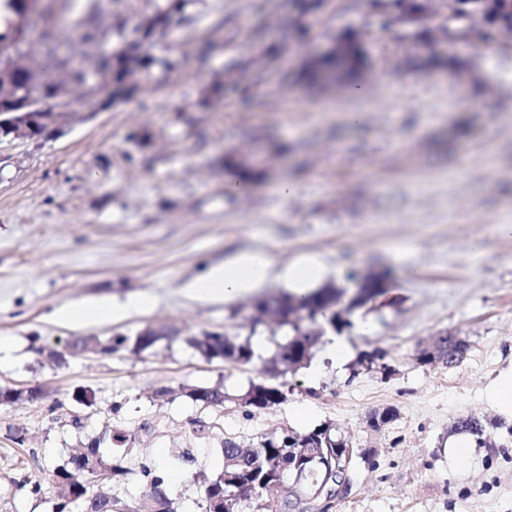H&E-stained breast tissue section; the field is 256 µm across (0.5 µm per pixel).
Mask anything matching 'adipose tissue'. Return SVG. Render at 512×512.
I'll list each match as a JSON object with an SVG mask.
<instances>
[{"label": "adipose tissue", "instance_id": "ef3b65f1", "mask_svg": "<svg viewBox=\"0 0 512 512\" xmlns=\"http://www.w3.org/2000/svg\"><path fill=\"white\" fill-rule=\"evenodd\" d=\"M326 273L323 262L314 256H303L279 267L260 251L243 252L224 264L210 267L190 281L188 291L201 301L229 300L253 292L271 278L292 285L297 296H305L311 284Z\"/></svg>", "mask_w": 512, "mask_h": 512}]
</instances>
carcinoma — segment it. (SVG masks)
I'll return each instance as SVG.
<instances>
[{
	"mask_svg": "<svg viewBox=\"0 0 512 512\" xmlns=\"http://www.w3.org/2000/svg\"><path fill=\"white\" fill-rule=\"evenodd\" d=\"M469 9L452 20L457 28L468 29L475 24H485L487 13L502 16L505 24L493 29L480 30L478 35L487 40L495 33L512 34V0H469ZM14 20L0 31V47L13 48L20 53L21 39L27 26V0H8ZM379 9L393 8L407 26V37L418 34L420 17L434 13L433 0H374ZM183 8V0H165L155 4L151 12L144 14L131 32L123 27L87 26L78 19L70 28L80 31V37L89 43H112V54L98 57L97 66L105 74H112V82L102 83L98 91L111 94L116 99L128 97L137 90L136 77L150 70L157 62L150 53L152 40L168 36V23ZM39 54L43 73L61 71L78 80L82 77V60H75L60 51L55 28L39 32ZM359 52L353 37L344 31L336 36L325 54L312 56L305 69L312 82L322 80V73L333 71L332 79L354 75L358 70ZM381 291V283L374 288H360L347 306L336 308V289L323 286L314 289L298 303L295 295L283 293L257 302L262 312L272 310L280 317L281 325L288 328V340L276 343L274 353L263 362L267 373H286L302 367L311 357V350L328 332L341 334L350 331L354 324L353 312L364 306L367 300ZM179 335L151 333L143 336L118 334L102 341L92 340L98 352L114 354L122 350L143 353L153 349L160 341L173 342ZM183 341L194 352L207 359H222L239 365H250L255 351L250 339L219 332H204L188 336ZM189 396L205 409L223 407L226 393L220 387H199ZM286 395L280 385L250 383L238 396L245 408L265 409L281 403ZM453 430L469 433L482 444L486 426L474 416L458 418ZM129 441L123 431L105 428L91 446L73 454L69 462L55 467L46 481L30 483V493L36 497L46 494V487L62 489L55 495L53 512H106L108 504L117 501L112 486L121 483L135 472L139 473L149 489V501L138 499L130 512H174L172 489L164 469L142 463L139 470L128 466L126 455L113 452ZM346 439L336 435L328 426H318L307 432L284 431L261 437L248 448L228 436L224 439L221 464L213 475L198 483V494L203 512H262L264 498L273 493L275 485L284 482L287 489L277 494L281 512H330L335 508L336 488L348 482L337 457L346 450ZM92 459L107 466L111 479L98 486L93 474L80 469L72 470L71 463L80 459Z\"/></svg>",
	"mask_w": 512,
	"mask_h": 512,
	"instance_id": "obj_1",
	"label": "carcinoma"
}]
</instances>
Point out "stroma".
Listing matches in <instances>:
<instances>
[{
  "label": "stroma",
  "mask_w": 512,
  "mask_h": 512,
  "mask_svg": "<svg viewBox=\"0 0 512 512\" xmlns=\"http://www.w3.org/2000/svg\"><path fill=\"white\" fill-rule=\"evenodd\" d=\"M41 0L54 21L90 17L133 28L151 0ZM364 35L360 92L319 93L299 80L304 60L345 26ZM262 31L259 71L236 74L223 96L202 105L229 64L247 59ZM431 55L401 31L384 32L369 0H188L172 43L142 75L133 97L103 108L71 85L73 104L58 132L0 143V338L10 340L0 387L40 390L39 399L0 407V512H52L30 495L33 480L65 463L103 426L128 432L130 466L166 468L177 512H202L192 476L212 474L225 436L328 425L357 459L333 512H512V421L486 391L512 366V35L482 48L465 33L438 39ZM264 82H257V75ZM244 160L249 193L230 194ZM295 182L297 195L276 187ZM424 226L415 235V226ZM483 252H473L472 238ZM277 266L320 257L326 279L350 269L385 276L381 297L356 310L346 338L352 358L336 368L318 345L307 368L283 376L259 365L198 356L184 342L204 331L256 334L269 358L286 328L253 325L254 297L201 303L185 285L207 267L246 251ZM149 305L132 306L133 297ZM106 300L124 313L106 323L68 325L58 310ZM180 331L136 354L68 355L79 336L107 339L146 326ZM448 331L469 345L450 368L416 354ZM385 351L387 372L359 368L362 351ZM284 385L286 399L244 411L249 382ZM221 386L230 398L207 411L193 387ZM93 393V405L74 393ZM389 414L380 428L372 415ZM472 415L487 443L462 465L448 456L452 426ZM80 426H73V419ZM193 449L195 460L178 459Z\"/></svg>",
  "instance_id": "1"
}]
</instances>
